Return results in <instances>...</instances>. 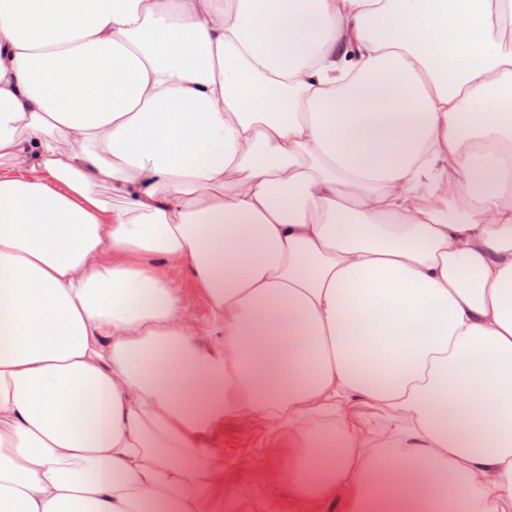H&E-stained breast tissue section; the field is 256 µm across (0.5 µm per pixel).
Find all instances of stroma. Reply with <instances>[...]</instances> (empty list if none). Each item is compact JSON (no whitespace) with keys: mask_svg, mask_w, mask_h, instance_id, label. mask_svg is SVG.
I'll return each mask as SVG.
<instances>
[{"mask_svg":"<svg viewBox=\"0 0 512 512\" xmlns=\"http://www.w3.org/2000/svg\"><path fill=\"white\" fill-rule=\"evenodd\" d=\"M210 443L224 464V490L231 512H343L341 498L303 501L288 486L283 461L288 438L270 433L258 421H225Z\"/></svg>","mask_w":512,"mask_h":512,"instance_id":"obj_1","label":"stroma"}]
</instances>
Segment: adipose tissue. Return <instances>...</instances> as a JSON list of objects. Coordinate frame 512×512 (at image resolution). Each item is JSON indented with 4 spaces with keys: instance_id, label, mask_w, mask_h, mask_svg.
I'll return each instance as SVG.
<instances>
[{
    "instance_id": "obj_1",
    "label": "adipose tissue",
    "mask_w": 512,
    "mask_h": 512,
    "mask_svg": "<svg viewBox=\"0 0 512 512\" xmlns=\"http://www.w3.org/2000/svg\"><path fill=\"white\" fill-rule=\"evenodd\" d=\"M228 419L512 512V0H0V512H223ZM168 276L182 288V296L188 312L200 318L205 312V302L195 292L184 273L178 268L173 267L168 270Z\"/></svg>"
}]
</instances>
